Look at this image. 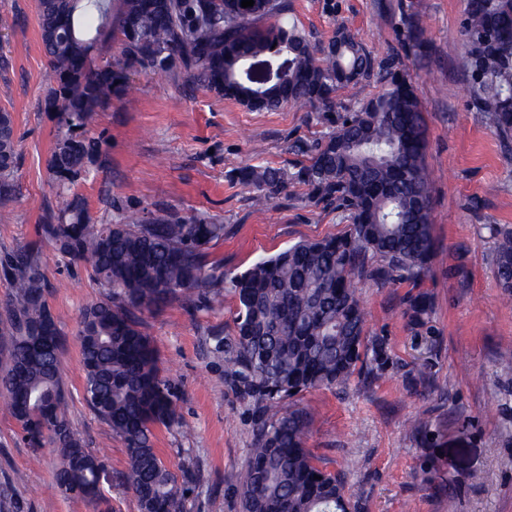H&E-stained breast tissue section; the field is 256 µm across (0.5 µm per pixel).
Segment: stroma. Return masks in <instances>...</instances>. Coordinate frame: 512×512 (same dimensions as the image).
Instances as JSON below:
<instances>
[{"mask_svg": "<svg viewBox=\"0 0 512 512\" xmlns=\"http://www.w3.org/2000/svg\"><path fill=\"white\" fill-rule=\"evenodd\" d=\"M467 0H292L291 18L312 41L343 27L382 53L396 46L401 12L425 22L426 46L403 57L427 124L425 163L432 183L436 256L423 283L431 309L410 329L404 298L411 283L367 284V334L385 339L381 376H353L345 387L298 399L314 416L307 437L319 467L341 474L351 512H512V298L493 267V226L512 227V155L466 94L461 33ZM13 16L0 29V109L14 118L19 169L11 201L0 204V263L41 244L46 299L58 319L68 419L85 447L105 451L102 488L112 512H140L121 485L123 443L87 406L78 329L83 310L102 294L90 269L38 239V226L58 200L49 160L56 118L43 112L48 67L38 35V0H0ZM133 102L119 99L94 113L86 134L103 152L70 187L96 224L113 203L206 215L224 226L210 263L233 275L302 240L342 233L340 213L309 202L302 187L255 203L234 176L247 165L292 169L290 146L328 132L315 113L286 108L257 112L159 78L132 74ZM237 301L193 308L171 302L143 313L164 375L178 388V423L158 427L154 446L170 468L192 449L195 483L182 512H241L232 486L245 470L252 411L231 385L216 337H233ZM420 417L426 428L408 422ZM59 456L45 447L39 462L19 427L0 407V512H94L75 507L53 487Z\"/></svg>", "mask_w": 512, "mask_h": 512, "instance_id": "1", "label": "stroma"}]
</instances>
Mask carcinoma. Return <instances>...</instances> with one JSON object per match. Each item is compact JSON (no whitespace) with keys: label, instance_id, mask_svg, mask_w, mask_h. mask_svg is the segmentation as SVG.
<instances>
[{"label":"carcinoma","instance_id":"cac0c4a2","mask_svg":"<svg viewBox=\"0 0 512 512\" xmlns=\"http://www.w3.org/2000/svg\"><path fill=\"white\" fill-rule=\"evenodd\" d=\"M290 0H39L38 30L48 58L41 109L66 132L50 167L57 210L41 237L89 268L105 298L80 322L84 399L125 445L124 484L141 512H181L195 463L186 450L179 472L153 445L156 427L178 420V390L159 366L141 314L170 302L213 304L231 292L238 302L235 336L215 337L228 375L252 409V448L235 488L242 512H345L350 500L340 475L320 468L306 448L313 415L296 403L304 392L347 384L356 373L380 376L385 346L366 333L360 288L426 276L435 257L431 186L425 165L426 126L420 102L397 53L376 54L354 34L336 30L316 45L288 20ZM404 50L425 47L424 21L406 16ZM117 27L121 56L96 64L95 45ZM470 98L486 114L504 149L512 150V0H469L463 20ZM288 58V70L262 85L246 73L252 62ZM187 80L250 109L306 107L333 125L315 141L297 140L306 157L289 173L245 166L236 182L256 201L296 185L307 198L344 214L346 230L301 241L227 276L208 262L224 225L208 217L181 219L163 211L146 217L113 205L117 218L93 224L69 185L100 158V142L83 133L92 114L117 96L132 101L130 72ZM376 77L379 92L348 107L337 92ZM19 168L12 114L0 110V201L14 194ZM494 272L512 293V228L495 230ZM13 302L0 329V396L34 455L47 444L60 456L58 492L76 504L111 512L99 485L104 456L73 432L61 384V332L47 300L39 245L0 266ZM408 325L424 324L426 293L404 298Z\"/></svg>","mask_w":512,"mask_h":512}]
</instances>
